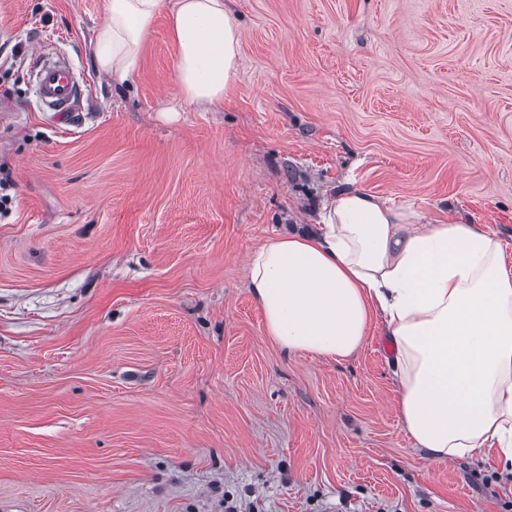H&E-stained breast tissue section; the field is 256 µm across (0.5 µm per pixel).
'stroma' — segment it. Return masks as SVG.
Instances as JSON below:
<instances>
[{"label": "stroma", "mask_w": 512, "mask_h": 512, "mask_svg": "<svg viewBox=\"0 0 512 512\" xmlns=\"http://www.w3.org/2000/svg\"><path fill=\"white\" fill-rule=\"evenodd\" d=\"M106 4L0 0V512H512L494 454L405 433L381 318L289 355L248 287L341 188L484 225L512 268V0H226L240 67L206 110L167 14L124 86L96 71ZM39 48L84 81L72 119ZM37 93L42 103L54 112H73L78 83L64 60L43 63L37 73Z\"/></svg>", "instance_id": "stroma-1"}]
</instances>
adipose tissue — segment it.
I'll list each match as a JSON object with an SVG mask.
<instances>
[{
	"label": "adipose tissue",
	"instance_id": "adipose-tissue-1",
	"mask_svg": "<svg viewBox=\"0 0 512 512\" xmlns=\"http://www.w3.org/2000/svg\"><path fill=\"white\" fill-rule=\"evenodd\" d=\"M181 96L224 98L240 29L224 0H107L98 71L125 83L161 11ZM264 329L291 354L344 359L381 317L395 344L397 413L437 462L495 452L512 470V269L482 225L434 224L359 189L338 192L313 231H287L249 259Z\"/></svg>",
	"mask_w": 512,
	"mask_h": 512
}]
</instances>
